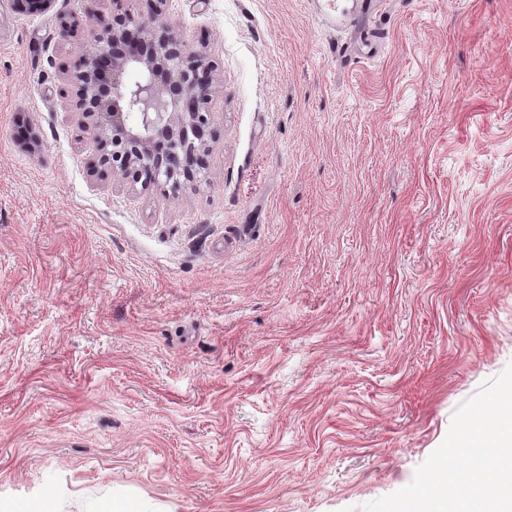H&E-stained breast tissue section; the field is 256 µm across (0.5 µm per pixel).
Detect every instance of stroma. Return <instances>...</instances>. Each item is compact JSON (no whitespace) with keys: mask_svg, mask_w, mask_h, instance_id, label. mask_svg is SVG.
Wrapping results in <instances>:
<instances>
[{"mask_svg":"<svg viewBox=\"0 0 512 512\" xmlns=\"http://www.w3.org/2000/svg\"><path fill=\"white\" fill-rule=\"evenodd\" d=\"M151 10L0 0V505L407 486L512 363V0H167L214 79L176 191L94 173L70 81Z\"/></svg>","mask_w":512,"mask_h":512,"instance_id":"1","label":"stroma"}]
</instances>
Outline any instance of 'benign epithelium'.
Returning a JSON list of instances; mask_svg holds the SVG:
<instances>
[{
  "label": "benign epithelium",
  "instance_id": "1",
  "mask_svg": "<svg viewBox=\"0 0 512 512\" xmlns=\"http://www.w3.org/2000/svg\"><path fill=\"white\" fill-rule=\"evenodd\" d=\"M54 0H16L21 12H46ZM166 0L153 16L127 15L91 27L73 73L82 127L104 153L95 167L147 190L164 175L178 190L205 166L203 131L211 121V65L161 21Z\"/></svg>",
  "mask_w": 512,
  "mask_h": 512
}]
</instances>
